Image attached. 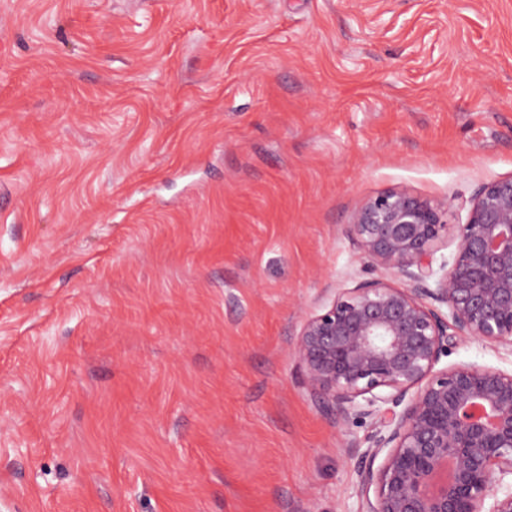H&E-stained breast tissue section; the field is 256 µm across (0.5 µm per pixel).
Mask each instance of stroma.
<instances>
[{"label":"stroma","mask_w":512,"mask_h":512,"mask_svg":"<svg viewBox=\"0 0 512 512\" xmlns=\"http://www.w3.org/2000/svg\"><path fill=\"white\" fill-rule=\"evenodd\" d=\"M512 178V0H0L10 512H357L293 345L346 229Z\"/></svg>","instance_id":"1"}]
</instances>
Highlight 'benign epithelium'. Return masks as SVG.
<instances>
[{"label":"benign epithelium","instance_id":"1","mask_svg":"<svg viewBox=\"0 0 512 512\" xmlns=\"http://www.w3.org/2000/svg\"><path fill=\"white\" fill-rule=\"evenodd\" d=\"M446 211L406 189L369 199L348 237L406 287L343 288L297 335L311 396L339 423L371 421L360 512H512V372L439 367L451 338L512 352V179L482 187L439 259Z\"/></svg>","mask_w":512,"mask_h":512}]
</instances>
